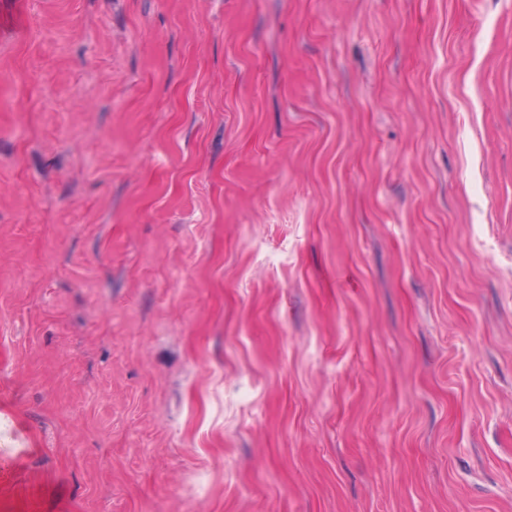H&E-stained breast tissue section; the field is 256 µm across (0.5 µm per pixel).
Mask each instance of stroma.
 I'll return each instance as SVG.
<instances>
[{
	"mask_svg": "<svg viewBox=\"0 0 512 512\" xmlns=\"http://www.w3.org/2000/svg\"><path fill=\"white\" fill-rule=\"evenodd\" d=\"M0 512H512V0H0Z\"/></svg>",
	"mask_w": 512,
	"mask_h": 512,
	"instance_id": "obj_1",
	"label": "stroma"
}]
</instances>
